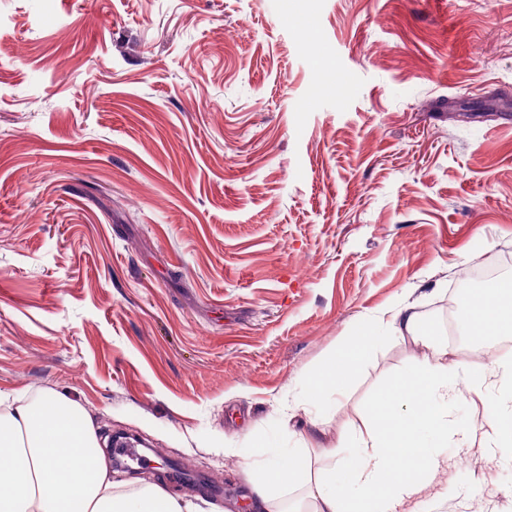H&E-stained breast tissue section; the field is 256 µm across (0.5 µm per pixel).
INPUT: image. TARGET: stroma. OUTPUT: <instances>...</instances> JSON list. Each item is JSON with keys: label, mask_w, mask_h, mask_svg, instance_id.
<instances>
[{"label": "stroma", "mask_w": 512, "mask_h": 512, "mask_svg": "<svg viewBox=\"0 0 512 512\" xmlns=\"http://www.w3.org/2000/svg\"><path fill=\"white\" fill-rule=\"evenodd\" d=\"M473 266L512 279V0H0V392L208 478L117 488L238 512L298 379L398 301L447 334ZM419 349L387 333L325 440ZM444 453L434 512H512V462Z\"/></svg>", "instance_id": "stroma-1"}]
</instances>
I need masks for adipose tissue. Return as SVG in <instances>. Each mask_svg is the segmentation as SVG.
Returning a JSON list of instances; mask_svg holds the SVG:
<instances>
[{
	"mask_svg": "<svg viewBox=\"0 0 512 512\" xmlns=\"http://www.w3.org/2000/svg\"><path fill=\"white\" fill-rule=\"evenodd\" d=\"M466 330L512 335V280L474 289L461 303ZM386 325L411 335L422 353L416 364L378 387L362 425L338 436L347 454L310 442L274 448L260 437L249 448L258 464L247 472L249 512H432L428 485L448 466L442 450L459 434L450 414L457 378L482 395L487 380L512 393V360L483 358L450 364L448 346L423 332L413 305L397 302L375 321L358 322L336 353L299 382V409L311 415L330 395L347 393ZM471 432L493 436L500 459L512 458V409L485 403ZM297 493L290 507L282 496ZM0 512H203L162 488L115 491L110 468L87 411L55 392L24 404L0 393Z\"/></svg>",
	"mask_w": 512,
	"mask_h": 512,
	"instance_id": "1",
	"label": "adipose tissue"
}]
</instances>
